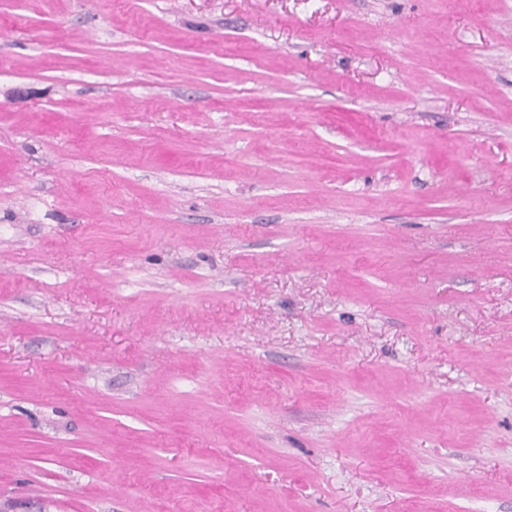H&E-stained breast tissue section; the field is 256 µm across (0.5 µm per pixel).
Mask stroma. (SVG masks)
I'll list each match as a JSON object with an SVG mask.
<instances>
[{"instance_id": "stroma-1", "label": "stroma", "mask_w": 512, "mask_h": 512, "mask_svg": "<svg viewBox=\"0 0 512 512\" xmlns=\"http://www.w3.org/2000/svg\"><path fill=\"white\" fill-rule=\"evenodd\" d=\"M0 512H512V0H0Z\"/></svg>"}]
</instances>
